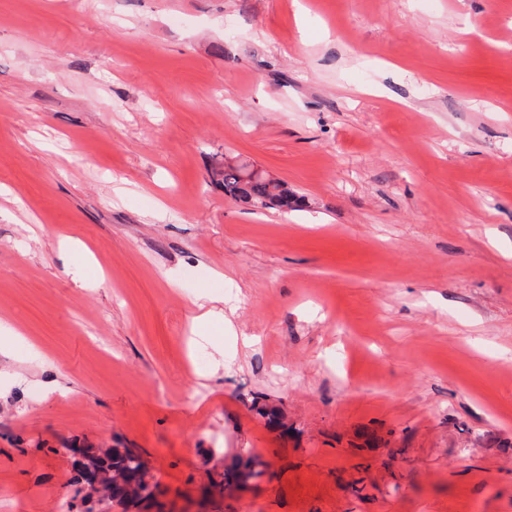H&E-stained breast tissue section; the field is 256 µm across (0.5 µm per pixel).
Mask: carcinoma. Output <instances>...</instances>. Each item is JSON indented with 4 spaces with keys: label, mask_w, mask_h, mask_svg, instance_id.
<instances>
[{
    "label": "carcinoma",
    "mask_w": 512,
    "mask_h": 512,
    "mask_svg": "<svg viewBox=\"0 0 512 512\" xmlns=\"http://www.w3.org/2000/svg\"><path fill=\"white\" fill-rule=\"evenodd\" d=\"M224 195L257 210L288 209L306 204L305 198L287 183L264 177L246 181L239 169L228 165L224 166ZM261 466L263 462L256 456L236 454L224 463L220 485L242 488L250 479L262 474ZM99 470L102 481L113 483L110 502L122 512H146L154 505L159 484L147 486L154 477L137 449H112V457L100 463Z\"/></svg>",
    "instance_id": "obj_1"
}]
</instances>
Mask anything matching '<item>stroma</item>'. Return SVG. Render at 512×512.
Wrapping results in <instances>:
<instances>
[{
	"label": "stroma",
	"mask_w": 512,
	"mask_h": 512,
	"mask_svg": "<svg viewBox=\"0 0 512 512\" xmlns=\"http://www.w3.org/2000/svg\"><path fill=\"white\" fill-rule=\"evenodd\" d=\"M0 185V512H512V0H0ZM238 168L226 165L224 160V194L236 201L243 202L253 209L295 208L307 205L305 198L298 195L288 184L273 178L265 170L252 166L242 160H230ZM249 178L266 175V178ZM99 470L103 482L112 480V498L107 502L120 507L122 512H146L154 505L157 493L159 494V484L146 487L154 477L136 448L112 449V457L108 459V463L102 461ZM136 475H139V480L131 483ZM119 478L124 480L123 484H119ZM261 466L264 463L256 456L236 454L224 463L222 481L214 485L223 486L224 489L232 486L243 488L250 479L262 474V470H259Z\"/></svg>",
	"instance_id": "35a3bbf8"
}]
</instances>
